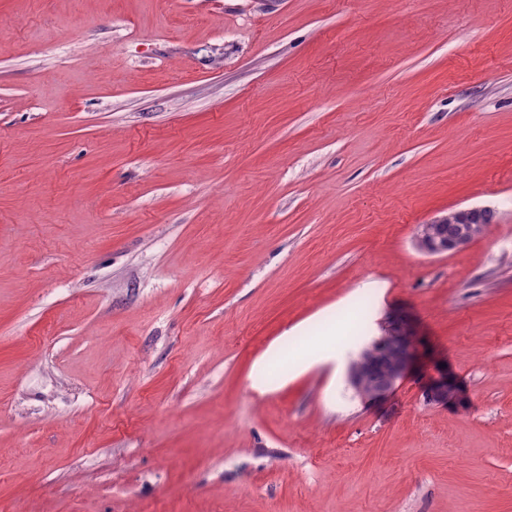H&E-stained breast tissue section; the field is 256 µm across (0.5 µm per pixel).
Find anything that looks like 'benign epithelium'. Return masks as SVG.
Wrapping results in <instances>:
<instances>
[{"mask_svg":"<svg viewBox=\"0 0 512 512\" xmlns=\"http://www.w3.org/2000/svg\"><path fill=\"white\" fill-rule=\"evenodd\" d=\"M496 221V212L488 207L450 209L417 226L414 242L428 256L453 253L484 237ZM418 352V337L403 319L393 318L380 327V334L365 345L358 358L350 364L348 380L356 396L362 400L385 398L407 373ZM383 372V379L370 388L364 381L371 372ZM429 405L460 403L464 396L448 368L437 366L424 389Z\"/></svg>","mask_w":512,"mask_h":512,"instance_id":"benign-epithelium-1","label":"benign epithelium"}]
</instances>
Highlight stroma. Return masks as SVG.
Listing matches in <instances>:
<instances>
[{"instance_id":"1","label":"stroma","mask_w":512,"mask_h":512,"mask_svg":"<svg viewBox=\"0 0 512 512\" xmlns=\"http://www.w3.org/2000/svg\"><path fill=\"white\" fill-rule=\"evenodd\" d=\"M0 512H512V0H0ZM496 221L488 207L448 209V212L419 224L414 235L417 249L428 256L453 253L484 237ZM402 354L391 368L386 367L387 358L395 351ZM418 352V337L412 326L403 319L393 318L380 327V334L365 345L358 358L350 364L348 380L356 396L362 400L385 398L399 380L407 373ZM383 372L380 383L364 387L371 372ZM424 399L429 405H445L451 401L460 403L464 396L453 377L448 373V367L439 365L435 375L430 377L424 389Z\"/></svg>"}]
</instances>
